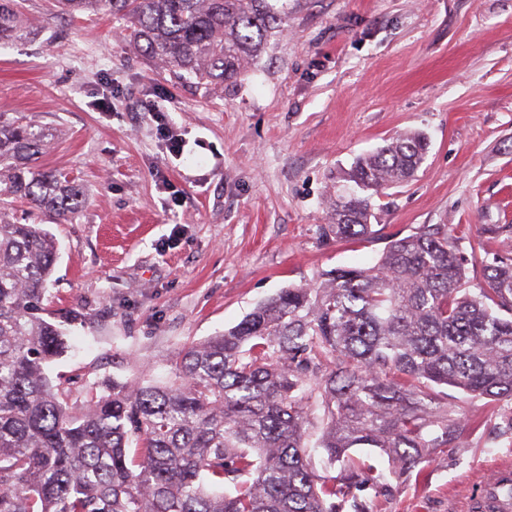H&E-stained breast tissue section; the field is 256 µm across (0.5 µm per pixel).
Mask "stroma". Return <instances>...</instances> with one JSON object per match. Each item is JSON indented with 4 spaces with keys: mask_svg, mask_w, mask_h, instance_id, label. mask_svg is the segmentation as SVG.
Masks as SVG:
<instances>
[{
    "mask_svg": "<svg viewBox=\"0 0 512 512\" xmlns=\"http://www.w3.org/2000/svg\"><path fill=\"white\" fill-rule=\"evenodd\" d=\"M289 5L246 74L206 88L137 53L110 14L50 0H24L0 42V116L52 133L37 167L85 193L68 223L8 209L59 245L50 312L72 349L48 375L71 402L114 377H169L187 343L320 272L374 265L394 234L452 224L465 254L512 238V0ZM405 131L425 134L426 159L374 197L377 234L322 238L338 174ZM448 400L468 447L434 456L426 481H390L373 512H452L512 459L486 441L493 405Z\"/></svg>",
    "mask_w": 512,
    "mask_h": 512,
    "instance_id": "stroma-1",
    "label": "stroma"
}]
</instances>
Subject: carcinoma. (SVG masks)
I'll list each match as a JSON object with an SVG mask.
<instances>
[{"instance_id": "1", "label": "carcinoma", "mask_w": 512, "mask_h": 512, "mask_svg": "<svg viewBox=\"0 0 512 512\" xmlns=\"http://www.w3.org/2000/svg\"><path fill=\"white\" fill-rule=\"evenodd\" d=\"M53 6L112 15L135 49L199 85L237 78L288 18V0ZM21 22L18 0H0V39ZM49 141L0 119V512H369L354 491L385 483L350 449L377 448L393 473L425 478L436 451L465 445L448 386L499 407L490 441L512 444V248L467 260L450 224L393 236L372 267L281 289L187 345L167 381L114 379L69 405L47 374L68 349L48 320L58 243L4 213L22 199L61 224L82 209L75 182L33 164ZM427 149L405 132L358 158L322 235H373L374 196L413 180ZM315 428L337 476L312 466Z\"/></svg>"}]
</instances>
